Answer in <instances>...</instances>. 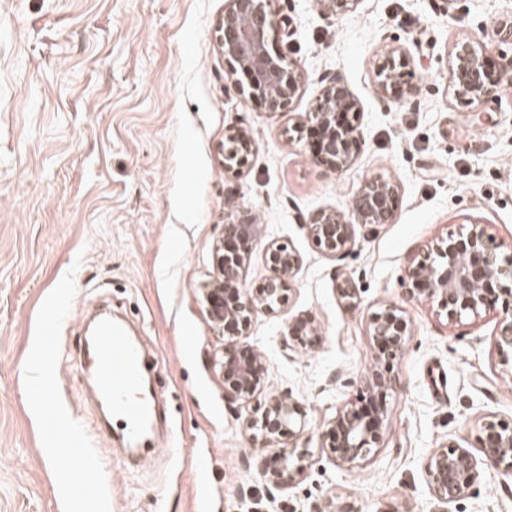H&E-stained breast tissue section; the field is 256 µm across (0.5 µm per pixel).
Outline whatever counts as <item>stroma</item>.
Instances as JSON below:
<instances>
[{
	"label": "stroma",
	"instance_id": "obj_1",
	"mask_svg": "<svg viewBox=\"0 0 512 512\" xmlns=\"http://www.w3.org/2000/svg\"><path fill=\"white\" fill-rule=\"evenodd\" d=\"M224 4L0 0V512H196L202 480L211 512H309L335 492L356 512H512V478L483 476L445 506L424 471L448 441L477 451L484 415L512 423V374L494 345L500 315L448 324L430 305L407 301L404 279L410 259L462 225H487L512 243V88L482 112L447 90L452 44L469 36L501 52L494 28L512 16V0H458L450 17L437 0H361L340 21L316 0H277L274 46L306 76L289 114L262 112L240 93L242 76L215 37ZM391 45L416 61L417 94L401 104L383 101L373 83V62ZM336 75L360 101L365 140L339 176L284 134ZM232 127L255 148L238 175L224 171ZM373 176L399 185L394 222L358 227L344 259L323 254L301 217L347 211ZM229 209L259 226L247 287L272 274L268 243L302 257L289 306L258 312L245 336L266 358L267 391H291L307 413L296 445L316 454L284 490L267 487L243 426L249 410L225 401L211 363L224 342L202 288L215 274L210 250ZM339 272L360 292L355 309L336 298ZM51 301L64 306L54 401L74 421L92 428L104 417L74 362L81 328L104 304L161 369L171 430H155L135 472L124 442L94 436L92 447L112 462L95 493L59 482L67 459L30 396L46 368L35 352ZM387 303L404 306L412 336L394 368L385 443L351 471L318 450L317 429L355 402L351 380L373 349L369 318ZM301 314L316 317L324 341L312 353L284 352L288 319Z\"/></svg>",
	"mask_w": 512,
	"mask_h": 512
}]
</instances>
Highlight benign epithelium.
Masks as SVG:
<instances>
[{
  "label": "benign epithelium",
  "mask_w": 512,
  "mask_h": 512,
  "mask_svg": "<svg viewBox=\"0 0 512 512\" xmlns=\"http://www.w3.org/2000/svg\"><path fill=\"white\" fill-rule=\"evenodd\" d=\"M274 0H225L224 15L217 25V42L224 60L245 78L241 94L268 113L289 112L298 98L304 75L293 61L272 48L270 31ZM361 0H318L323 15L340 20L355 12ZM415 62L402 46H390L379 55L374 71L377 94L384 100L404 103L415 95L412 83ZM448 87L463 108L475 111L499 99L512 87V53L496 56L478 40L458 39L448 57ZM359 102L339 76L325 79L318 98L307 112L298 115L288 136L300 142L307 131L314 138L312 161L325 171L341 175L357 160L365 141L349 116L357 115ZM253 140L242 129H230L224 137V171L239 172L249 164ZM398 184L375 176L366 179L353 198L350 213L324 210L303 220L313 244L323 253L342 258L356 245L355 226L389 224L395 218ZM257 225L227 213L224 231L212 245L216 276L202 289L207 314L224 336V354L213 366L224 383V399L251 408L255 417L247 426L265 443L258 457L268 486L281 490L294 484L305 472L311 453L296 448L293 441L306 428L305 405L288 392L265 391L266 362L258 348L245 347L239 338L251 326L255 313H275L289 303L301 258L284 244L267 246L274 276L248 289L243 266L253 249ZM411 288L407 297L435 308L450 325L464 318L479 317L496 308L502 316L495 346L502 370L512 374V243L505 246L477 222L432 242L405 267ZM336 296L353 309L360 303L357 289L347 277L336 275ZM368 331L375 343L369 370L357 379L360 396L346 405L318 433L319 447L328 450L349 470L361 468L382 447L387 418V395L395 390L390 365L407 349L412 326L405 310L394 303L380 306L369 319ZM323 341L320 323L312 316L288 320L284 348L311 353ZM479 437L481 460L455 441H450L426 459L424 470L433 496L442 504L465 498L488 472L512 476V424L487 414ZM310 512H354L340 495L331 494L311 505Z\"/></svg>",
  "instance_id": "1"
}]
</instances>
